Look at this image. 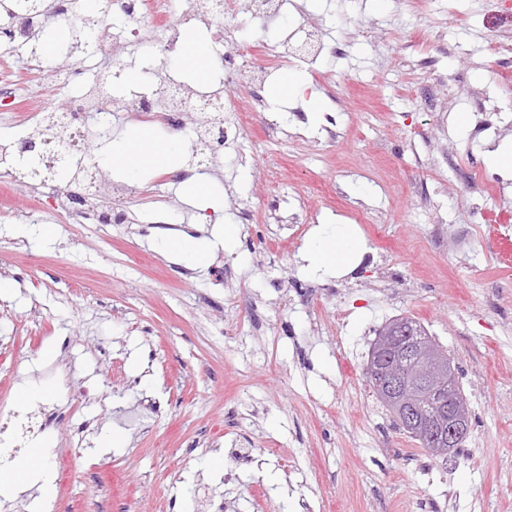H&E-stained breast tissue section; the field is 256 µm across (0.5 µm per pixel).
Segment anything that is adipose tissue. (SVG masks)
<instances>
[{"label":"adipose tissue","instance_id":"1","mask_svg":"<svg viewBox=\"0 0 512 512\" xmlns=\"http://www.w3.org/2000/svg\"><path fill=\"white\" fill-rule=\"evenodd\" d=\"M238 237L235 225H224L215 240L186 237H168L164 246L181 256L185 263L202 268L208 265L214 246L224 249L234 247ZM363 248L346 224L334 225L330 233H318L309 243L304 261L307 269L314 274L340 272L353 266L360 257ZM44 449H34L28 458L27 466L0 462V492L7 493L22 487L28 478H36L43 498H52L55 493L56 477L52 471L43 467Z\"/></svg>","mask_w":512,"mask_h":512}]
</instances>
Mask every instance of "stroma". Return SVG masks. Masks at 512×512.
I'll return each mask as SVG.
<instances>
[{
  "label": "stroma",
  "mask_w": 512,
  "mask_h": 512,
  "mask_svg": "<svg viewBox=\"0 0 512 512\" xmlns=\"http://www.w3.org/2000/svg\"><path fill=\"white\" fill-rule=\"evenodd\" d=\"M508 10L512 0H424L412 10L401 0H291L273 26L238 25L235 41L273 46L308 20L345 52L295 64L304 85L288 102L266 86L277 133L256 157L221 150L206 177L218 208L150 168L129 181L126 223H68L48 196L34 219L37 179L10 177L0 280L15 287L0 295V402L41 409L47 454L82 440L56 479V512H78L90 497L105 512H406L411 503L512 512V267L495 262L482 218L512 212V170L488 158L512 151V94L495 82L501 63L486 42L495 12ZM77 62L83 81L107 78L116 93L128 92L132 69L152 88L184 76L180 48L148 29L120 64ZM3 67L39 106L68 95L21 51L1 53ZM473 87L496 105L484 133L463 103ZM419 89L446 111H424ZM313 98L336 116L331 144L301 137ZM174 118L155 124V141L179 140L176 162L188 169L196 126L189 114ZM274 163L279 207L268 223L245 222ZM463 167L502 183L500 197L464 192ZM326 179L338 198L307 197L315 223L291 251L275 249L274 238L295 232L297 191ZM331 221L350 225L364 253L349 273L311 274L306 246ZM40 223L56 225L53 242L38 237ZM224 224L237 225V244L202 269L159 245ZM463 226L469 247L449 249ZM401 316L422 323L459 369L472 428L445 457L399 429L365 378L377 331ZM24 387L34 391L25 401ZM108 429L124 447L98 449ZM216 453L224 464L213 470Z\"/></svg>",
  "instance_id": "35a3bbf8"
}]
</instances>
